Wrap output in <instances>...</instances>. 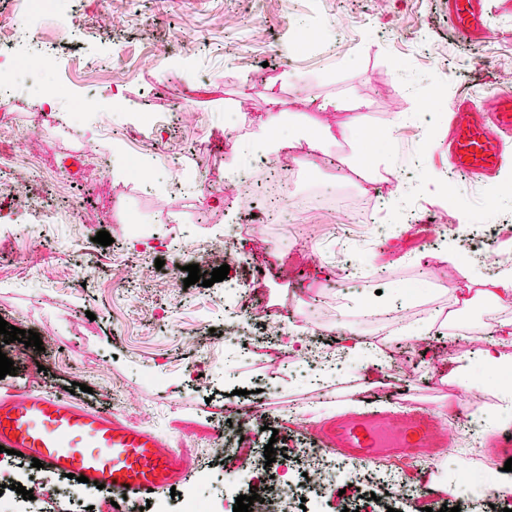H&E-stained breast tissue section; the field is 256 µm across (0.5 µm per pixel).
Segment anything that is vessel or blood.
Here are the masks:
<instances>
[{
	"label": "vessel or blood",
	"instance_id": "1",
	"mask_svg": "<svg viewBox=\"0 0 512 512\" xmlns=\"http://www.w3.org/2000/svg\"><path fill=\"white\" fill-rule=\"evenodd\" d=\"M457 31L482 43L487 0H448ZM448 162L488 179L512 164V91H498L482 104L463 101L448 113ZM330 448L372 458L380 450L407 457L447 442L434 418L413 408L406 417L388 411L355 412L323 433ZM0 446L37 458L46 469L84 476L113 495H150L187 476L188 447L169 450L161 436L113 415L56 394L0 388Z\"/></svg>",
	"mask_w": 512,
	"mask_h": 512
}]
</instances>
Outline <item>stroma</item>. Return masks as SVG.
<instances>
[{"mask_svg":"<svg viewBox=\"0 0 512 512\" xmlns=\"http://www.w3.org/2000/svg\"><path fill=\"white\" fill-rule=\"evenodd\" d=\"M108 25H101L102 17ZM320 37L299 47L298 25ZM68 35L47 22L42 36L57 52L54 70L37 83L21 80L16 96L0 101V123L12 126L0 140V155H22L27 136L38 132V171L10 173L19 189L43 200L42 209L18 207L0 197V318L39 333L43 350L19 342L0 346L16 367L0 382L20 391L62 393L81 383L74 399L118 415L171 444H192L191 469L172 493L192 492L211 512L233 507L236 485L249 494L247 474L226 461L227 408L254 405L262 427L260 445L319 443L332 420L351 416L350 403L366 393L375 403L388 396L399 411L416 405L435 415L453 443L465 436L464 420L448 412V388L470 410V391L456 385L452 369L468 363L483 375L480 444L471 451L496 478L505 456L492 437L512 432L499 422V374L484 369L481 352L497 338L501 322L512 321V304H495L451 333L434 318L459 290L486 275L472 267L461 275L440 261L465 244L492 247L485 226L512 224V166L493 181L454 173L444 159V127L419 131L427 104L445 113L456 99L481 100L512 86V13L492 12L487 36L475 45L455 29L448 0H73ZM485 58L471 67L474 55ZM94 96L93 111L73 102ZM251 116L237 125L233 151L225 153V124L240 101ZM278 108L285 128L319 129L364 116L361 135L327 140L291 179L294 191L348 188L374 199L392 233L367 229L307 211L311 225L260 224L239 238L226 260L198 263L204 249L225 241L229 225L243 224L249 210L240 202L211 206L224 192L216 176L233 156L254 195L257 160L251 150L260 118ZM188 113L176 126L145 124L141 112ZM136 154L150 185L126 177L123 153ZM388 156L375 165L377 156ZM178 158L179 169L168 161ZM68 169L56 184L54 172ZM455 175L465 206L448 211L443 195L428 196L421 182L432 172ZM434 218L452 213L433 245L417 242L407 218L411 208ZM95 223H82L84 213ZM301 222V223H302ZM109 232L112 243L94 238ZM350 264L336 261L340 248ZM163 267H156V260ZM198 264L202 280L188 286L184 268ZM228 264L224 281L211 282L214 268ZM267 280L261 292L242 288L253 267ZM292 332L323 317L320 340L336 346L342 328L357 334L363 348L343 373H326L315 384L290 375L276 346L253 344L250 354L229 357L240 336L224 334L230 314H247L256 302ZM380 341L391 356L375 360L368 348ZM202 360L205 375L188 362ZM419 464L432 470L430 498L399 496L395 512L457 506L451 493L460 470L447 449H424ZM33 493L23 500L15 484ZM61 500L63 512H140L143 498L113 500L106 491L33 467L28 456L0 453V507L43 512V496Z\"/></svg>","mask_w":512,"mask_h":512,"instance_id":"stroma-1","label":"stroma"}]
</instances>
